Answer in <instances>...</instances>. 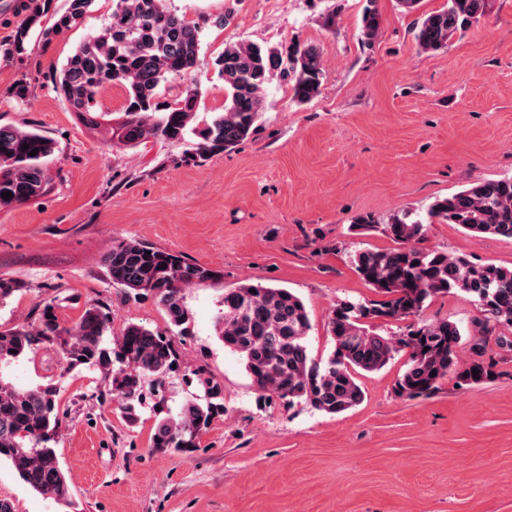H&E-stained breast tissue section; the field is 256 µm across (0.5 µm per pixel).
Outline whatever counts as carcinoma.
<instances>
[{
    "label": "carcinoma",
    "instance_id": "carcinoma-1",
    "mask_svg": "<svg viewBox=\"0 0 512 512\" xmlns=\"http://www.w3.org/2000/svg\"><path fill=\"white\" fill-rule=\"evenodd\" d=\"M95 0H68L62 13L48 14L50 0H27L24 19L12 40L0 43V56L14 58L26 51L32 29L51 16L44 30L57 35L75 27ZM167 0H112L107 24L90 35L62 65L56 90L86 123L96 126L101 91L114 81L125 85L123 112L112 125V145L135 148L150 140L181 142L195 137L191 155L207 160L247 138L256 128L263 89L275 77H291L295 101L307 103L320 91L323 64L313 46L283 52L255 43L228 44L213 62L224 82V111L197 122L199 86L187 88L172 103L158 100L161 86L174 80L194 81L201 66L199 26L171 11ZM376 0H367L362 36L370 44L379 35L382 17ZM488 0H446L442 9L416 22L414 39L420 50L437 53L485 15ZM28 149H23V146ZM36 155H30V151ZM53 142L36 131L0 126V208L34 200L45 193V163ZM456 224L475 237L512 238V178L475 182L435 199L421 216L405 211L393 216L384 232L395 246L359 249L350 255L356 274L378 295L376 299L345 298L327 319L334 349L325 361L314 358L306 337L311 328L302 300L287 288L246 280L224 291L217 335L224 347L239 354L253 384L264 395L288 404L306 403L330 415L348 411L364 400L358 375L384 368L395 355L408 351L405 370L394 391L409 399L429 397L442 379L454 373L461 386L494 380L505 356L488 352L490 337L498 348L512 352V267L476 263L465 255L423 246L426 226ZM112 284L126 294L154 295L176 334L166 335L130 323L121 335L105 342L108 317L96 305L85 308L77 322L60 324L55 307L37 310L33 324L0 329V363L53 347L67 368L100 371L130 424L138 420L142 387L147 377H163L177 360L175 336H185L191 322L184 305L185 288L224 277L218 270L192 262L143 241L112 243L103 256ZM23 283L0 276V304ZM463 294L478 306L471 322L472 357L461 360L463 328L448 318L427 321L424 310L437 297ZM398 322L392 334L375 331ZM478 373H472V370ZM203 402H187L175 417L155 423L153 447L193 448L213 416L224 409L223 388L200 378ZM57 389L53 385L20 390L0 377V462L11 464L34 491L72 508V492L57 449Z\"/></svg>",
    "mask_w": 512,
    "mask_h": 512
}]
</instances>
